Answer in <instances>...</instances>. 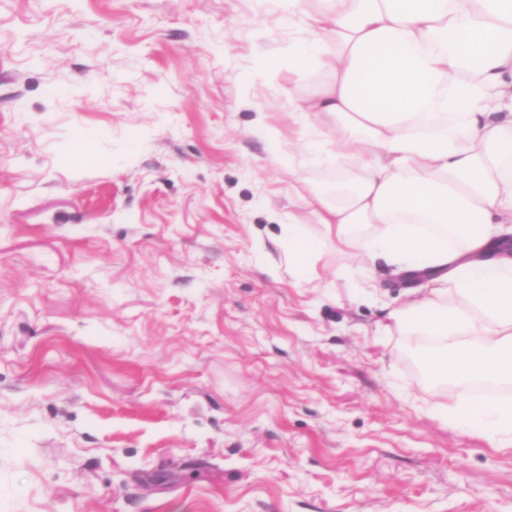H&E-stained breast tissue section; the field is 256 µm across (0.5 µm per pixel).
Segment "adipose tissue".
<instances>
[{"mask_svg": "<svg viewBox=\"0 0 512 512\" xmlns=\"http://www.w3.org/2000/svg\"><path fill=\"white\" fill-rule=\"evenodd\" d=\"M297 29L296 67L329 75L289 98L305 150L336 140L360 176L311 205L339 248L419 275L422 297L393 314L431 337L436 385L462 384L452 408L512 449V402L475 399L467 382L512 386V0H272ZM373 231L357 236L359 226ZM451 226L456 243L421 232Z\"/></svg>", "mask_w": 512, "mask_h": 512, "instance_id": "1", "label": "adipose tissue"}]
</instances>
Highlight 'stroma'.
Instances as JSON below:
<instances>
[{
	"label": "stroma",
	"instance_id": "obj_1",
	"mask_svg": "<svg viewBox=\"0 0 512 512\" xmlns=\"http://www.w3.org/2000/svg\"><path fill=\"white\" fill-rule=\"evenodd\" d=\"M289 42L264 0H0V512H512L412 283L306 203L335 145L254 129L325 80ZM317 249L316 241L311 238L303 224H292L288 227V263L293 269H300L306 259Z\"/></svg>",
	"mask_w": 512,
	"mask_h": 512
}]
</instances>
